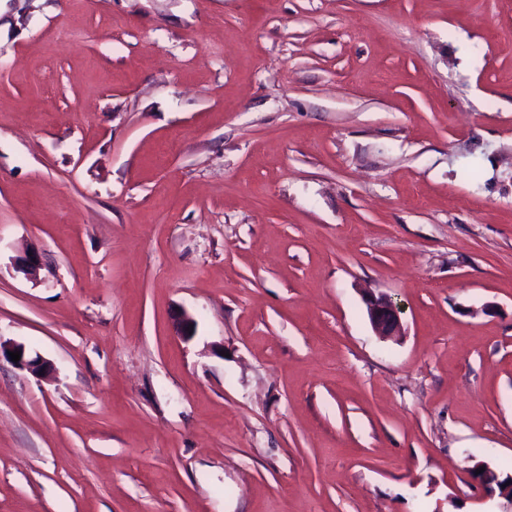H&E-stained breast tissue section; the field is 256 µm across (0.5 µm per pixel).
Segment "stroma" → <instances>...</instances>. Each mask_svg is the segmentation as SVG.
I'll return each mask as SVG.
<instances>
[{"label": "stroma", "mask_w": 512, "mask_h": 512, "mask_svg": "<svg viewBox=\"0 0 512 512\" xmlns=\"http://www.w3.org/2000/svg\"><path fill=\"white\" fill-rule=\"evenodd\" d=\"M0 338V512H512V0H0ZM365 304L370 323L379 336H399L402 329L399 308L384 293L368 291ZM16 351H20V360L17 362H13L11 360V357L9 356V352ZM2 356L15 363L17 366L25 368L32 374L43 373L48 366V362L45 359H43L39 354L36 353L34 356H30L26 352V349L22 344L11 342L3 343L0 338V359Z\"/></svg>", "instance_id": "35a3bbf8"}]
</instances>
